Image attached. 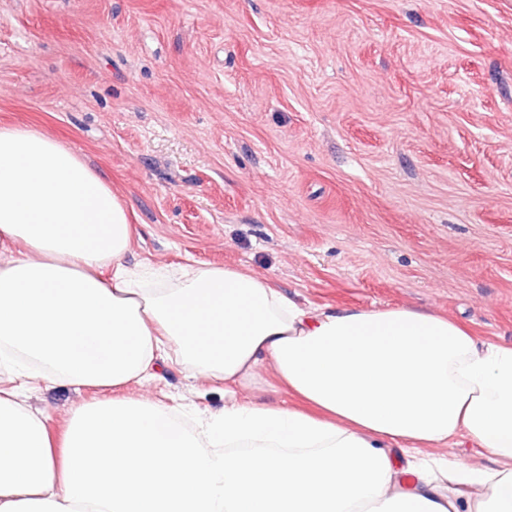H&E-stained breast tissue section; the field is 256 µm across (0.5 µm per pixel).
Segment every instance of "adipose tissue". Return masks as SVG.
<instances>
[{
  "instance_id": "ef3b65f1",
  "label": "adipose tissue",
  "mask_w": 512,
  "mask_h": 512,
  "mask_svg": "<svg viewBox=\"0 0 512 512\" xmlns=\"http://www.w3.org/2000/svg\"><path fill=\"white\" fill-rule=\"evenodd\" d=\"M135 235L82 158L0 126V512H512V343L402 305L304 306L242 266L133 268ZM172 357L224 385L190 432L141 395L72 405L56 439L27 402ZM265 366L294 407L238 397ZM461 437L500 465L416 455Z\"/></svg>"
}]
</instances>
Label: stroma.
<instances>
[{
    "label": "stroma",
    "instance_id": "obj_1",
    "mask_svg": "<svg viewBox=\"0 0 512 512\" xmlns=\"http://www.w3.org/2000/svg\"><path fill=\"white\" fill-rule=\"evenodd\" d=\"M1 124L111 182L133 261L245 266L302 304L512 342V0H0ZM238 392L291 404L268 368ZM151 393L224 409L175 361ZM110 396L32 404L57 432Z\"/></svg>",
    "mask_w": 512,
    "mask_h": 512
}]
</instances>
